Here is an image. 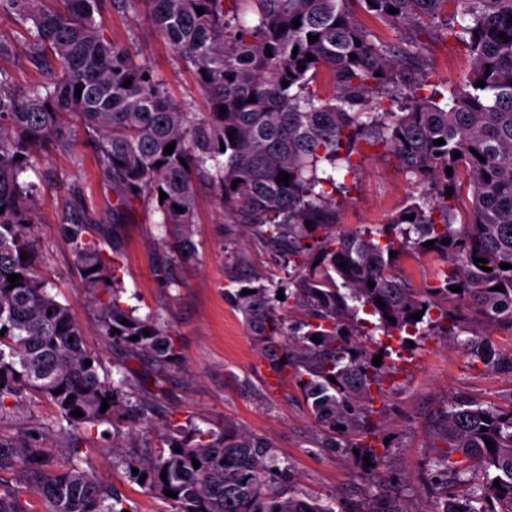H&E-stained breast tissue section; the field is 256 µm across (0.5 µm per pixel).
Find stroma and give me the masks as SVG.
I'll list each match as a JSON object with an SVG mask.
<instances>
[{
  "label": "stroma",
  "mask_w": 512,
  "mask_h": 512,
  "mask_svg": "<svg viewBox=\"0 0 512 512\" xmlns=\"http://www.w3.org/2000/svg\"><path fill=\"white\" fill-rule=\"evenodd\" d=\"M102 23L108 37L134 38L140 58L165 81L170 94L186 111L201 113L205 101L191 70L177 58L144 13L108 8ZM418 67L432 82L458 83L467 76L470 60L462 52L419 34ZM0 71L13 85L43 82L44 74L28 60V45L16 20L0 14ZM24 179L32 183L40 203L38 270L53 294L84 330L87 347L99 354L105 368L118 356L95 319V307L76 286L71 245L58 231L71 190L90 200L93 222L112 221L113 196L104 183L98 160L83 139L68 150L42 155ZM348 192L339 203L342 229L355 231L384 224L408 201L412 186L395 160L367 154L357 174L346 177ZM197 199L196 255L175 265L174 284L156 279V266L169 263L165 232L151 203L138 204L120 222L124 251L117 276L121 300L138 315L156 313L179 340L180 367L158 404L175 421H194L201 428L233 424L266 439L278 468L289 472L294 487L322 499H335L336 512H369L391 503L399 512H442L447 501L465 495L467 483L449 480L439 488L428 482L433 454L430 419L460 397L485 404L512 405V373L471 369L464 346L443 336L415 339L413 345L384 338L391 375L385 392L376 396L372 423L387 453L373 464L355 454V435L340 437L329 447L328 430L313 419L295 380L270 386L273 375L261 347L252 340L242 314L224 299V205L208 184L195 186ZM84 466L136 501L139 512H161L163 504L135 483L125 456L97 442L82 452Z\"/></svg>",
  "instance_id": "35a3bbf8"
}]
</instances>
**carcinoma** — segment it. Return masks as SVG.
<instances>
[{"label": "carcinoma", "mask_w": 512, "mask_h": 512, "mask_svg": "<svg viewBox=\"0 0 512 512\" xmlns=\"http://www.w3.org/2000/svg\"><path fill=\"white\" fill-rule=\"evenodd\" d=\"M353 1L394 29L437 31L470 58L466 79L437 89L417 73V40L374 39ZM46 2L0 0V14L25 29L30 61L48 76L16 89L0 72V416L8 399L32 390L53 405L58 422L85 429L69 437L68 457L57 464L50 458L54 427L0 430V471L11 475L0 478V512H30L25 492L46 512H138L80 466L81 447L95 429L102 439L115 437L107 424L134 430L147 422L141 394L163 398L179 361L160 315L141 317L121 304L115 268L123 243L110 225L87 221L89 202L75 189L59 230L73 246L77 287L93 300L98 327L121 356L118 379L100 374L99 355L85 347L81 326L37 272L39 204L21 176L47 151L69 149L77 127L112 189V220L146 199L155 203L166 246L179 261L196 254L195 184L218 190L228 224L224 296L269 352L271 369L295 374L314 420L330 432L363 430L373 393H383L389 377L386 362L372 363L380 350L357 341L364 314L387 337L451 339L467 331L462 311L474 310L485 329L464 341L471 368L512 371V354L490 337L512 332V268H500L512 265V0H113L144 9L192 71L206 103L199 117L139 60L134 39H113L98 25L106 0ZM391 7L397 13H388ZM311 35L318 40L310 42ZM322 74L330 94L319 93ZM481 81L485 86H476ZM382 98L399 111L377 110ZM439 138L445 144L435 145ZM363 144L394 156L420 193L388 223L347 233L338 229L336 195L347 186L336 183V170L356 172ZM465 199L469 209L458 223ZM410 214L414 219H405ZM240 230L279 254L285 277L274 280L230 248ZM427 241L434 245L423 246ZM427 256L445 267L423 288L391 273L403 258ZM476 257L487 259L489 270ZM11 274L21 275L19 282H9ZM294 310L303 318L293 323ZM418 312L421 319H412ZM138 362L148 366L139 371ZM76 409L84 416L71 415ZM432 434L437 473L480 474L446 512H512V406L453 400L437 414ZM154 437L157 450L129 467L139 469L136 482L147 475L141 487L168 512H335L270 472V444L236 426L167 423Z\"/></svg>", "instance_id": "1"}]
</instances>
